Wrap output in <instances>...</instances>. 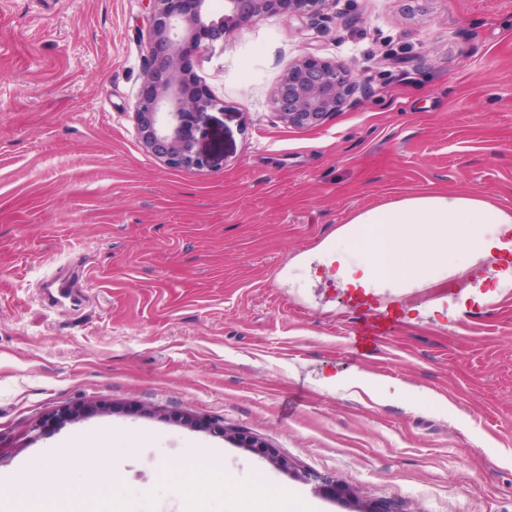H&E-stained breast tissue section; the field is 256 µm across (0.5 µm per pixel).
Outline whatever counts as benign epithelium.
<instances>
[{
    "label": "benign epithelium",
    "instance_id": "7a95c632",
    "mask_svg": "<svg viewBox=\"0 0 512 512\" xmlns=\"http://www.w3.org/2000/svg\"><path fill=\"white\" fill-rule=\"evenodd\" d=\"M147 65L143 73L149 94L136 105L138 133L146 151L163 162L180 167L204 164L194 138L186 126L197 113L216 108L219 102L199 85L187 83L182 58L201 47L205 40L224 38L230 26H242L260 15L285 5L283 14L292 18L318 11L324 0H224V16L209 18L207 0H152ZM352 91L346 71L336 64L310 58L288 68L274 95L279 118L291 125H319L338 111ZM98 412L96 407H68L39 424L42 430L63 420H74ZM197 428H216L224 437L249 448L256 455L281 467L288 460L264 441L244 433H230L217 421L178 417Z\"/></svg>",
    "mask_w": 512,
    "mask_h": 512
}]
</instances>
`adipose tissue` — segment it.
Masks as SVG:
<instances>
[{"mask_svg": "<svg viewBox=\"0 0 512 512\" xmlns=\"http://www.w3.org/2000/svg\"><path fill=\"white\" fill-rule=\"evenodd\" d=\"M512 247V210L478 194L423 191L353 215L336 230L322 258L355 288H423L492 265L501 288H512V266L497 264ZM0 482L63 490V474L47 461L29 463Z\"/></svg>", "mask_w": 512, "mask_h": 512, "instance_id": "1", "label": "adipose tissue"}]
</instances>
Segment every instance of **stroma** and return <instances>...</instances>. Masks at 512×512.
<instances>
[{
  "label": "stroma",
  "mask_w": 512,
  "mask_h": 512,
  "mask_svg": "<svg viewBox=\"0 0 512 512\" xmlns=\"http://www.w3.org/2000/svg\"><path fill=\"white\" fill-rule=\"evenodd\" d=\"M150 14L0 0V471L51 460L79 512H180L187 492L193 512H247L258 483L265 512H512V294L483 266L382 290L400 320L359 356L354 289L303 259L402 193L512 209V0H325L232 28L184 60L219 102L193 123L202 167L139 138ZM307 57L355 89L297 127L273 97ZM185 415L269 443L290 470ZM126 430L145 435L136 453ZM74 438L105 445L110 486L59 453ZM98 412V408L96 407H83V406H76V407H68L63 410H58L56 413L52 414L51 416L47 417L46 419L42 420L39 424L34 426L33 431L35 430H42L49 425H52L54 423L63 421V420H74L78 419L81 416L94 414Z\"/></svg>",
  "instance_id": "1"
}]
</instances>
